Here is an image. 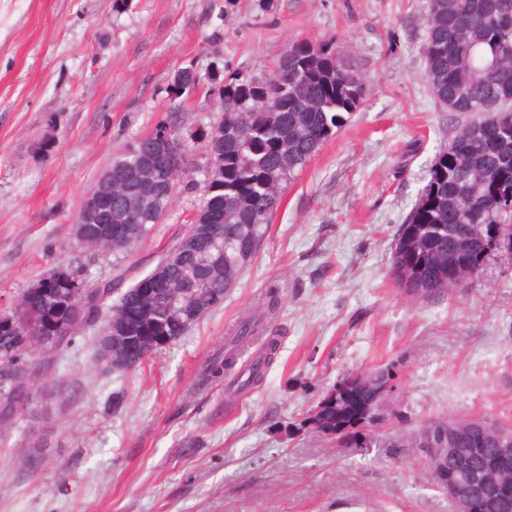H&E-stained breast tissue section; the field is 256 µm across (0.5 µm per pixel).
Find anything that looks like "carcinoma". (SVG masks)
I'll list each match as a JSON object with an SVG mask.
<instances>
[{
    "mask_svg": "<svg viewBox=\"0 0 512 512\" xmlns=\"http://www.w3.org/2000/svg\"><path fill=\"white\" fill-rule=\"evenodd\" d=\"M424 44L425 79L434 98L450 112H481L483 117L461 127L436 155L426 184L400 225L391 247L390 276L397 287L415 295L443 296L466 288L465 272L448 279V267L478 261L483 254L484 227L512 226L504 199L512 193V0H429ZM365 78L346 65L336 42H298L275 64L267 82L224 77L219 95L227 99L224 149L208 160L222 171L207 185L202 206L224 216V236L202 238L181 264L168 270L171 296L213 278L224 268V280L214 288L225 296L245 265L255 257L268 223L280 202L281 185L303 169L317 149L344 127L363 103ZM193 149L184 145L182 167L155 155L153 134L131 143L112 159V223L143 227V235L118 244L112 254L130 255L138 242L167 215L178 190L188 185ZM157 198L151 214L124 210L126 197ZM123 276L91 282L73 270V290L86 293L88 316L94 327L107 311L117 315L135 297L122 288ZM201 312L193 317L167 303L151 320L136 325L133 336L143 339L169 333L181 337L214 308L212 296L200 293ZM259 324L240 322L228 347L205 362L198 385L206 387L224 377L237 362L238 344L258 333ZM72 342V334L42 342L29 337L24 346L0 338V425L20 424L32 404L42 363L33 357L38 347L46 358ZM336 387L321 398L311 417L313 428L345 446L360 448L354 421L369 411L361 396L336 399ZM448 420H430L414 439L432 466L430 443L438 442ZM486 512H512V496L499 497L500 487L488 486Z\"/></svg>",
    "mask_w": 512,
    "mask_h": 512,
    "instance_id": "1",
    "label": "carcinoma"
}]
</instances>
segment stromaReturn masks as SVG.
<instances>
[{"instance_id": "1", "label": "stroma", "mask_w": 512, "mask_h": 512, "mask_svg": "<svg viewBox=\"0 0 512 512\" xmlns=\"http://www.w3.org/2000/svg\"><path fill=\"white\" fill-rule=\"evenodd\" d=\"M0 0V311L56 267L89 280L149 272L201 206L195 172L130 257L78 246L82 198L157 124L199 149L224 113L178 69L266 81L295 43L334 40L368 79L351 121L293 181L234 288L133 369L80 328L0 447V512H453L410 434L438 417L512 426V261L471 287L410 295L391 243L436 155L468 118L424 77L428 0ZM276 291L275 311L266 308ZM277 340L260 385L206 389L200 367L245 319ZM387 369L381 445L339 448L310 417L344 376ZM38 467H31V460Z\"/></svg>"}]
</instances>
